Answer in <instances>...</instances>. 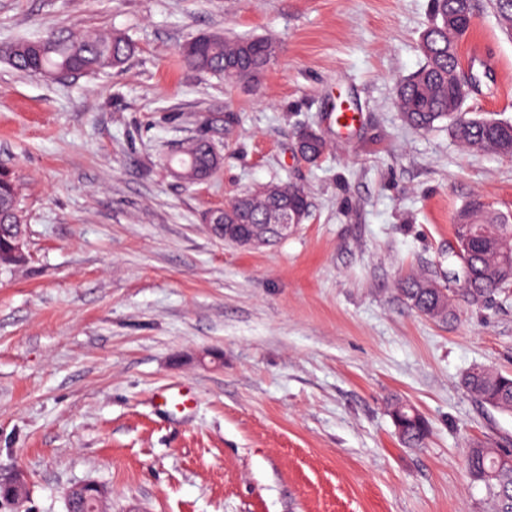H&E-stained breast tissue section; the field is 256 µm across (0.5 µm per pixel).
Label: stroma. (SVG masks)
<instances>
[{
  "label": "stroma",
  "instance_id": "stroma-1",
  "mask_svg": "<svg viewBox=\"0 0 512 512\" xmlns=\"http://www.w3.org/2000/svg\"><path fill=\"white\" fill-rule=\"evenodd\" d=\"M429 0H0V47L48 32L126 33L118 69L60 80L0 57V169L17 185L27 260L0 273V477L27 512H66L94 480L111 512H487L471 441L512 448V413L463 385L512 375V288L453 312L401 292L447 283L457 211L512 213V158L419 131L395 103L424 62ZM204 33L263 36L277 57L231 84L185 65ZM465 107L512 119V39L481 7ZM359 116L337 124L341 103ZM325 154L299 159L295 133ZM204 136L211 178L170 159ZM293 184L307 219L276 243L206 224L243 192ZM430 424L399 439L391 404ZM441 288L429 279L408 277L402 288L403 294L410 305L421 314L433 319H446L450 314V302ZM437 311L439 314L430 315Z\"/></svg>",
  "mask_w": 512,
  "mask_h": 512
}]
</instances>
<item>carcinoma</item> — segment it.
Returning a JSON list of instances; mask_svg holds the SVG:
<instances>
[{
  "label": "carcinoma",
  "instance_id": "carcinoma-1",
  "mask_svg": "<svg viewBox=\"0 0 512 512\" xmlns=\"http://www.w3.org/2000/svg\"><path fill=\"white\" fill-rule=\"evenodd\" d=\"M502 32L512 37V0H488ZM477 0H431V22L421 36L419 50L424 64L397 86L396 103L409 125L428 130L448 121V131L465 147L492 155L512 156V120L494 116H467L465 89L460 76L459 46L468 35ZM129 37L121 32L109 36L86 34L61 37L54 33L38 40L18 41L0 48L19 72L47 77L52 74L97 73L122 66L133 53ZM279 45L267 37L194 38L191 50H180L185 64L196 71L224 76L231 83L252 80L275 58ZM185 180L194 181L197 168L209 161L208 145L193 139L176 153ZM259 207L248 208L247 195L234 197L230 204L241 224H265L269 213L288 202L299 210L309 208L305 191L296 186H279L267 196L255 193ZM0 222L25 223L16 185L11 174L0 170ZM454 235L467 255L471 277L464 288L472 301L494 296L512 286V264L503 256V244H512V216L496 212L478 198L457 212ZM403 294L421 314L437 312L443 320L450 314V302L443 288L429 279L411 276ZM465 386L488 406L512 413V377L476 367L464 376ZM399 433L408 447L424 443L429 428L424 417L403 411ZM466 466L470 479L484 487L494 512H512V451L481 441L469 445ZM66 512H109V500L94 501L74 487L65 495Z\"/></svg>",
  "mask_w": 512,
  "mask_h": 512
}]
</instances>
